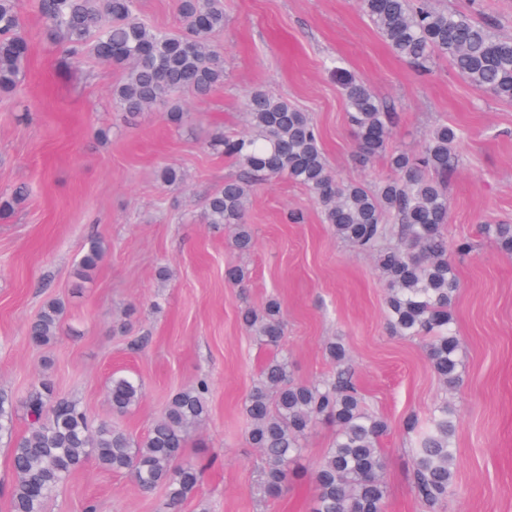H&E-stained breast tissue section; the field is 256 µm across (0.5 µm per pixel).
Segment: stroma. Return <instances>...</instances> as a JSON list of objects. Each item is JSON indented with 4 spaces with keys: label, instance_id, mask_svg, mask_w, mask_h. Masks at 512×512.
I'll return each instance as SVG.
<instances>
[{
    "label": "stroma",
    "instance_id": "stroma-1",
    "mask_svg": "<svg viewBox=\"0 0 512 512\" xmlns=\"http://www.w3.org/2000/svg\"><path fill=\"white\" fill-rule=\"evenodd\" d=\"M432 3L512 36V0ZM22 14L31 52L18 91L0 93V194L23 184L29 197L0 219V388L20 397L50 375L57 393L78 400L93 422L114 420L139 437L172 393L207 381L208 417L185 451L205 470L182 512H309L311 467L331 447L334 427L323 423L309 435L293 481L276 498L258 490L263 461L245 435L243 402L271 352L239 315L275 297L295 380L335 373L324 345L342 338L368 407L387 419L384 512H423L402 421L412 413L427 418L443 404L456 432L453 484L438 512H512V259L481 231L512 224V104L476 93L447 60L422 72L400 59L359 0H224V28L212 38L224 55L223 87L204 99L183 95V126L170 124L162 106L130 119L112 109L120 69L65 60L29 0ZM333 59L395 112L391 150L418 151L441 122L468 131L457 146L464 162L447 188L448 240L475 246L454 261L456 389L439 382L420 340L391 335L373 259L336 238L304 187L285 176L252 185L246 221L256 246L249 254L233 251L228 231L205 220L206 198L242 173L206 140L218 130L248 132L245 102L257 89L312 116L339 179L371 185L390 176L387 156L366 165L355 157ZM167 165L181 170V185L160 181ZM290 210L302 211L303 223H284ZM93 238L108 252L84 282L74 269ZM230 263L245 266L244 286L225 281ZM52 299L66 305V328L54 343L34 346L28 326ZM116 371L139 377L144 388L137 409L120 418L107 396ZM163 499V489L142 491L130 475L89 462L45 512L90 505L159 512Z\"/></svg>",
    "mask_w": 512,
    "mask_h": 512
}]
</instances>
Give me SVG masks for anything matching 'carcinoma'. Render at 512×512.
Masks as SVG:
<instances>
[{"label":"carcinoma","instance_id":"1","mask_svg":"<svg viewBox=\"0 0 512 512\" xmlns=\"http://www.w3.org/2000/svg\"><path fill=\"white\" fill-rule=\"evenodd\" d=\"M46 29L69 59L91 55L123 70L112 89L115 110L134 116L150 105L168 106L170 123L179 126L184 111L178 95L207 97L224 84V59L209 36L224 28L223 0H177L178 29L151 26L137 16V0H34ZM377 32L401 59L422 69L447 58L472 89L512 103V38L460 11L437 8L431 0H362ZM21 0H0V91L17 89L30 55L20 35ZM348 121L360 160L387 153L394 131L393 113L371 87L356 77L342 80ZM251 131L237 137L214 134L210 146L237 160L244 176L224 181L205 202L207 223L233 226V246L254 247L245 222L247 184L281 175L302 185L336 237L374 258L387 288V324L396 336L422 338L426 357L438 378L450 387L461 377L459 339L452 329L451 306L460 282L448 258V172L460 164L456 152L464 131L448 123L435 126L416 153L389 154L393 176L372 188L338 180L329 170L317 125L284 98L262 90L246 102ZM27 196L23 186L0 197V218L14 212ZM483 231L501 255L512 258V224H486ZM106 253L91 239L75 274L90 279ZM65 306L47 302L30 324L33 344L54 342L64 323ZM241 322L264 346L276 351L263 366L244 403L247 441L259 449L264 466L260 489L275 498L287 488L304 443L315 427L336 426L331 448L311 470L315 496L310 512H384L385 462L379 448L389 424L365 408L350 372L338 370L318 382H297L285 350L280 303L241 311ZM203 382L174 393L147 434L135 440L102 422L90 426L75 399L56 393L42 379L22 400L0 390V444L11 448L15 475L10 512H44L46 501L80 467L92 460L101 469L132 476L143 491L166 488L161 512H181L200 489L203 467L184 458L190 430L208 415ZM112 410L132 411L142 399L135 378L112 374L108 384ZM29 420L26 435L15 434L19 408ZM404 430L414 436V488L425 508L448 497L452 439L456 424L448 407L428 419L406 416Z\"/></svg>","mask_w":512,"mask_h":512}]
</instances>
